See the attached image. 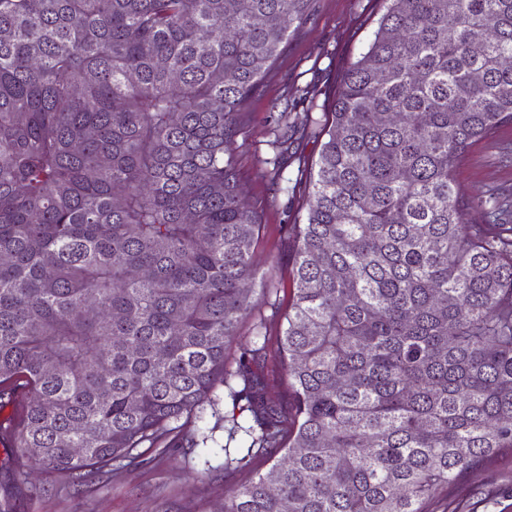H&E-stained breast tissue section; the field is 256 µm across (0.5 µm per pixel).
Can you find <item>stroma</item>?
Wrapping results in <instances>:
<instances>
[{
    "instance_id": "stroma-1",
    "label": "stroma",
    "mask_w": 512,
    "mask_h": 512,
    "mask_svg": "<svg viewBox=\"0 0 512 512\" xmlns=\"http://www.w3.org/2000/svg\"><path fill=\"white\" fill-rule=\"evenodd\" d=\"M384 7L383 0H316L310 19L291 36L258 93L243 105L248 119L237 137L242 192L262 208L255 263L260 272L272 273L280 310H287L293 292L292 227L304 223L307 209L302 187L277 196L263 176L280 114L288 112L293 121L307 114L324 119L341 73L364 52ZM455 179L457 191L470 202L493 191L511 197L512 126L502 127L493 140L475 143ZM10 454L0 445V498L10 497L13 512H224L225 490L247 477L243 471L224 478L204 475L202 459L184 447L146 467L92 474L78 490L61 475L32 471L30 482L42 489L32 498L14 493L16 476L6 464ZM426 509L512 512V452L481 462Z\"/></svg>"
}]
</instances>
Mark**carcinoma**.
<instances>
[{
	"mask_svg": "<svg viewBox=\"0 0 512 512\" xmlns=\"http://www.w3.org/2000/svg\"><path fill=\"white\" fill-rule=\"evenodd\" d=\"M386 2L331 120L284 124L264 173L288 192V134L319 128L275 402L253 369L266 318L225 363L253 286L274 290L235 144L314 0H0V443L19 489L37 494L31 467L144 464L184 418L209 471L271 461L224 512H426L512 450V205L453 178L512 125V0Z\"/></svg>",
	"mask_w": 512,
	"mask_h": 512,
	"instance_id": "1",
	"label": "carcinoma"
}]
</instances>
